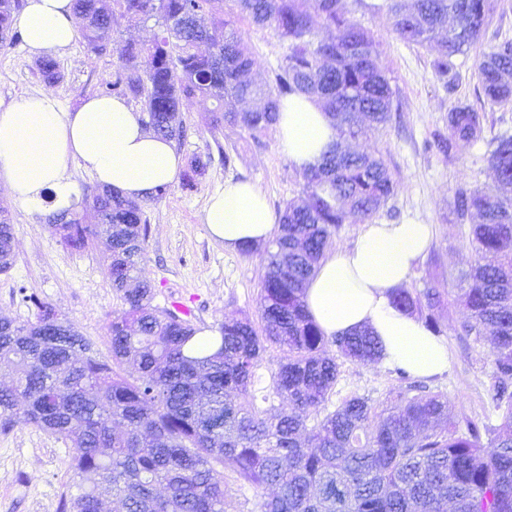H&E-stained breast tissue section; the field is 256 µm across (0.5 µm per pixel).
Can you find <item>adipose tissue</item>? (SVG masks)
<instances>
[{"label": "adipose tissue", "instance_id": "adipose-tissue-1", "mask_svg": "<svg viewBox=\"0 0 512 512\" xmlns=\"http://www.w3.org/2000/svg\"><path fill=\"white\" fill-rule=\"evenodd\" d=\"M30 52L64 53L75 41L72 0H26L15 20ZM275 137L298 170L315 165L336 141L322 108L305 95L282 100ZM78 163L102 186L140 201L176 181L183 166L171 140L148 131L124 99L91 96L73 110L51 94L22 96L0 110V185L18 206L70 210L80 191L68 174ZM277 216L265 194L248 181L225 182L210 196L204 222L225 249L269 241ZM432 227L416 222L363 224L355 241L329 251L306 290V303L325 335L369 329L385 366L428 378L449 365L448 348L392 295L407 286L427 250Z\"/></svg>", "mask_w": 512, "mask_h": 512}]
</instances>
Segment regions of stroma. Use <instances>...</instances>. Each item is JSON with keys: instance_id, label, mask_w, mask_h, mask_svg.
<instances>
[{"instance_id": "1", "label": "stroma", "mask_w": 512, "mask_h": 512, "mask_svg": "<svg viewBox=\"0 0 512 512\" xmlns=\"http://www.w3.org/2000/svg\"><path fill=\"white\" fill-rule=\"evenodd\" d=\"M355 18L376 38L380 61L389 71L395 92V111L388 125L366 129L346 146L356 152L382 154L398 184L394 197L376 214V221H415L433 228L431 246L408 287L417 293L430 289L442 293L444 304L438 315L450 362L439 376L405 382L394 369L343 361L327 407L335 409L342 399L355 394L369 397L379 407L408 389L419 396L441 394L458 416L498 422L499 414L488 395L491 345L488 339H475L462 330L469 312L457 296L467 285L464 274L474 254L467 239L469 225L458 220L453 200L458 186L493 184L484 154L493 138L512 133V105L492 106L485 101L475 76L479 51L455 57L459 77L448 88L434 74V50L398 39L386 11H359ZM160 26L156 16L114 14L112 51L97 54L83 39H76L66 54L58 57L63 78L53 84L39 74L38 59L28 52L23 38L0 43V105L47 89L63 107L77 108L84 98L102 95L107 83L114 81L119 68L116 46L150 43ZM236 26L253 56L254 75L273 81L288 51L287 43L272 28L249 20H238ZM461 102L484 113L480 139L447 155L427 148L433 131L445 128L449 111ZM214 107L208 97L183 101L180 109L186 132L175 145L183 159L199 156L208 160L206 175L190 191L183 190L180 183L170 184L161 200L145 208L148 234L141 276L152 285V304L161 310L175 300L191 302L193 324L198 328L225 317L258 320L265 274L263 252L229 251L211 237L204 222L209 197L223 189L225 181L249 180L266 194L273 210L279 211L301 196L304 187L301 172L289 162L273 135L256 141L236 125L212 127ZM0 206L9 210L15 241L13 266L0 274V317L18 323L35 321L37 310L25 297L36 294L89 338L94 350L107 355L106 326L122 301L106 275L104 246L97 243L72 249L50 229L45 215L13 204L1 188ZM67 461L65 445L48 433L22 423L9 433H0V512H57L60 494L74 479Z\"/></svg>"}]
</instances>
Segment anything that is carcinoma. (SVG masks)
<instances>
[{"mask_svg": "<svg viewBox=\"0 0 512 512\" xmlns=\"http://www.w3.org/2000/svg\"><path fill=\"white\" fill-rule=\"evenodd\" d=\"M18 7V0H0L5 37ZM385 7L400 40L437 43L433 68L445 83L451 59L479 43L493 11L492 0H413L409 7L386 0ZM237 8L235 15L224 12V0H74L83 39L101 54L109 49L115 10L160 16L151 44L119 48L121 72L107 91L141 101L145 125L170 140L185 133L182 99L197 94L217 101L213 127L238 124L256 141L286 97L308 95L328 112L338 142L303 172V197L279 214L265 248L260 322L224 319L207 327L216 333L215 352L188 354L201 329L178 310L158 317L152 286L139 277L144 205L99 187L91 195L97 223L77 213L52 220L67 245L82 249L100 240L105 247L107 276L122 300L106 327L110 359L99 357L52 304L25 296L38 310L36 322L0 318V361L17 375L15 385L0 388V429L21 420L69 444L80 483L78 493L61 494L59 512H102L106 494L125 512H224L226 471L244 486L275 488L261 512H512V200L463 187L454 198L459 220L480 219L469 232L477 258L465 275L469 288L461 299L471 322L463 330L491 338L488 393L501 424L462 423L438 394H400L380 414L370 398L351 395L326 411L338 359L374 364L381 346L366 329L325 335L306 289L347 216L370 221L396 193L379 153L341 146L366 123H388L394 92L373 34L345 0H237ZM238 16L288 42L273 83L247 78L253 59L238 36ZM320 28L332 36L318 38ZM201 44L209 51H199ZM476 75L490 104L512 103V42L481 53ZM484 119L459 104L433 144L448 154L475 141ZM486 162L497 185H512V135L491 141ZM207 166L192 158L182 187L194 188ZM14 257L12 224L0 210V273ZM394 303L410 313L427 309L425 325L440 335L438 293L420 298L403 287ZM271 347L285 357L258 396L256 370ZM125 364L135 371L126 373ZM272 396L287 407L274 414L257 407L256 400Z\"/></svg>", "mask_w": 512, "mask_h": 512, "instance_id": "obj_1", "label": "carcinoma"}]
</instances>
